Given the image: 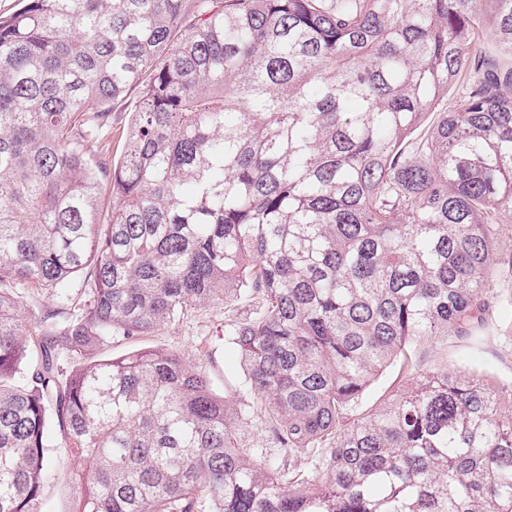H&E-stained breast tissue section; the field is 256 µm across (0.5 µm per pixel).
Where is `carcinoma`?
Returning <instances> with one entry per match:
<instances>
[{
	"instance_id": "obj_1",
	"label": "carcinoma",
	"mask_w": 512,
	"mask_h": 512,
	"mask_svg": "<svg viewBox=\"0 0 512 512\" xmlns=\"http://www.w3.org/2000/svg\"><path fill=\"white\" fill-rule=\"evenodd\" d=\"M486 29L512 57V0L0 16V512H39L53 448L72 512H512V380L421 352L478 342L512 274V69H470ZM135 85L123 157L88 161ZM81 274L76 318L27 322L19 288L72 305ZM220 303L235 402L169 350L94 356ZM255 417L274 447L242 444Z\"/></svg>"
}]
</instances>
